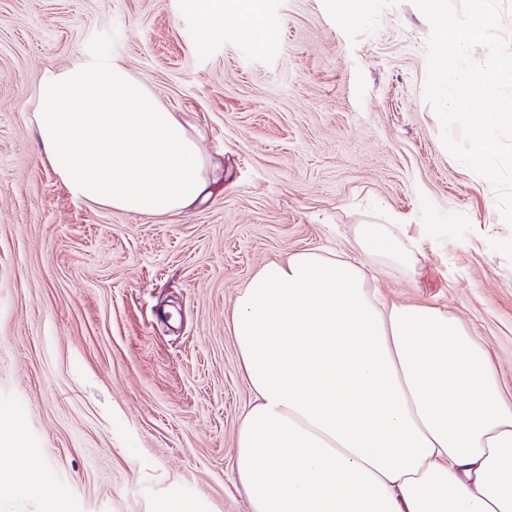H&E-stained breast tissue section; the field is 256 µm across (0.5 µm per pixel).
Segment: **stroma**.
<instances>
[{"mask_svg":"<svg viewBox=\"0 0 512 512\" xmlns=\"http://www.w3.org/2000/svg\"><path fill=\"white\" fill-rule=\"evenodd\" d=\"M199 34L186 0H0V512H244L252 399L229 337L264 263L354 247L393 213L422 275L364 264L389 302L474 329L512 385V225L442 144L412 0H255ZM117 60L197 136L211 193L179 213L75 197L32 113L47 69Z\"/></svg>","mask_w":512,"mask_h":512,"instance_id":"35a3bbf8","label":"stroma"}]
</instances>
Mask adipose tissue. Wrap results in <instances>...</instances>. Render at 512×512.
<instances>
[{
    "instance_id": "obj_1",
    "label": "adipose tissue",
    "mask_w": 512,
    "mask_h": 512,
    "mask_svg": "<svg viewBox=\"0 0 512 512\" xmlns=\"http://www.w3.org/2000/svg\"><path fill=\"white\" fill-rule=\"evenodd\" d=\"M33 122L71 193L165 215L208 193L174 112L120 63L43 75ZM381 268L421 274L405 225H357ZM253 394L232 461L245 512H512V390L472 330L425 302H382L346 254L263 264L228 324Z\"/></svg>"
}]
</instances>
